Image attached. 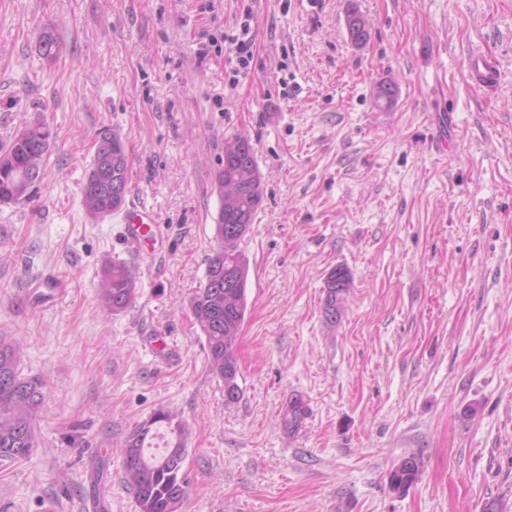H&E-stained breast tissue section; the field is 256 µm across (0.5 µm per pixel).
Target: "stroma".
<instances>
[{
    "mask_svg": "<svg viewBox=\"0 0 512 512\" xmlns=\"http://www.w3.org/2000/svg\"><path fill=\"white\" fill-rule=\"evenodd\" d=\"M246 9L255 57L232 90L223 58L198 50ZM46 29L52 62L36 49ZM475 50L500 73L482 92ZM35 122L54 139L28 197L0 203V332L49 395L35 453L0 461V512H85L97 482L105 512H138L120 449L161 406L189 431L186 512H512V0H0V145ZM105 129L129 155L128 204L157 220L141 256L117 217L82 205ZM238 134L264 199L240 244L229 403L189 303ZM107 259L138 277L115 315L97 294ZM336 267L352 284L332 324ZM49 270L66 287L43 307L29 284ZM294 394L309 413L291 432ZM412 452L422 472L395 493ZM325 284L323 314L333 324L341 316L346 295L351 288V278L346 270L335 268L329 272ZM421 458L416 454L405 456L389 473V483L393 491L405 492L418 479Z\"/></svg>",
    "mask_w": 512,
    "mask_h": 512,
    "instance_id": "1",
    "label": "stroma"
}]
</instances>
